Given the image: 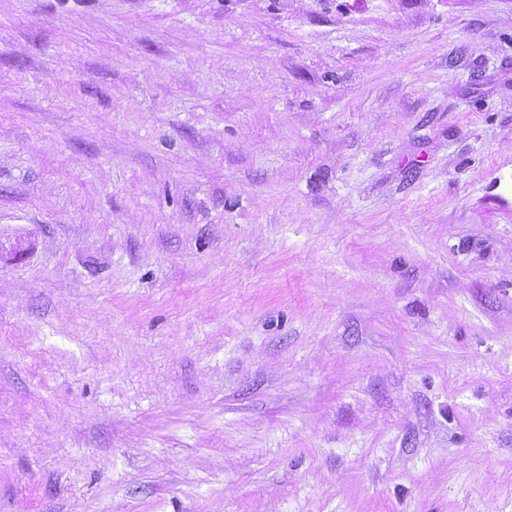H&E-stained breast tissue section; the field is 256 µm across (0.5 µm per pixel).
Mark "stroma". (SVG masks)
I'll return each instance as SVG.
<instances>
[{
  "label": "stroma",
  "instance_id": "1",
  "mask_svg": "<svg viewBox=\"0 0 512 512\" xmlns=\"http://www.w3.org/2000/svg\"><path fill=\"white\" fill-rule=\"evenodd\" d=\"M0 512H512V0H0Z\"/></svg>",
  "mask_w": 512,
  "mask_h": 512
}]
</instances>
